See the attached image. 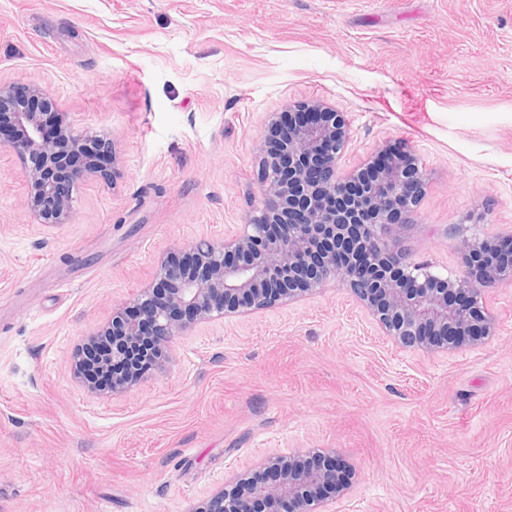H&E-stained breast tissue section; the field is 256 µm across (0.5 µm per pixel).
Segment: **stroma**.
<instances>
[{"label":"stroma","mask_w":512,"mask_h":512,"mask_svg":"<svg viewBox=\"0 0 512 512\" xmlns=\"http://www.w3.org/2000/svg\"><path fill=\"white\" fill-rule=\"evenodd\" d=\"M0 82L39 84L113 140L108 180L35 226L0 148V512H192L269 453L333 450L336 512H512V284L494 333L399 347L344 288L198 324L121 395L69 359L161 260L223 240L260 196L265 126L344 112L345 170L392 143L426 187L403 245L512 229V0H0Z\"/></svg>","instance_id":"obj_1"}]
</instances>
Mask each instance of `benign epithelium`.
<instances>
[{
  "instance_id": "7a95c632",
  "label": "benign epithelium",
  "mask_w": 512,
  "mask_h": 512,
  "mask_svg": "<svg viewBox=\"0 0 512 512\" xmlns=\"http://www.w3.org/2000/svg\"><path fill=\"white\" fill-rule=\"evenodd\" d=\"M48 106L37 84H0V146L21 163L29 223L44 226L68 223L76 182L108 177L95 154L117 161L115 151L75 128L64 112L55 113L59 128L49 131ZM307 111L313 112L308 122ZM349 139L344 113L322 101L276 113L258 160L261 205L224 241L202 238L182 252L186 261L161 262L156 284L112 311L111 322L73 356V376L84 389L102 393L83 372L85 353L101 337H112L109 393H125L144 379L138 365L165 363L174 337L194 325L290 301L327 281L348 289L382 333L406 348L446 351L490 335L496 321L483 298L512 284V232L461 239L463 272L454 278L409 261L401 231L423 193V164L386 145L338 176ZM321 458L310 466L296 451L272 453L262 469L273 478L240 479L192 512H335L349 473L336 456Z\"/></svg>"
}]
</instances>
